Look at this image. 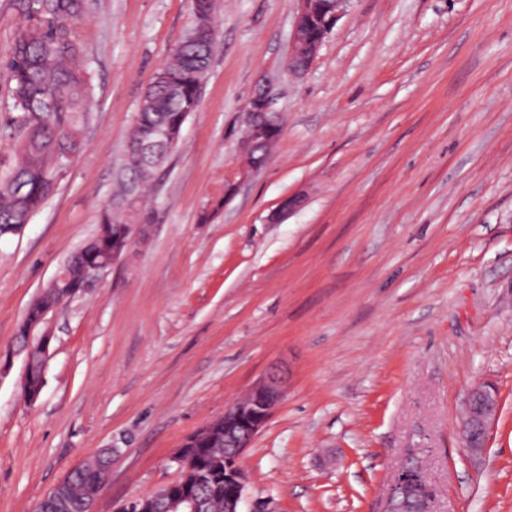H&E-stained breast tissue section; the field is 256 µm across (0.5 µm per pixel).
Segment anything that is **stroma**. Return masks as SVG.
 Instances as JSON below:
<instances>
[{
	"label": "stroma",
	"instance_id": "obj_1",
	"mask_svg": "<svg viewBox=\"0 0 512 512\" xmlns=\"http://www.w3.org/2000/svg\"><path fill=\"white\" fill-rule=\"evenodd\" d=\"M218 38L127 259L51 319L39 399L15 337L96 230L140 99L192 0H87L85 147L0 236V512L89 456L96 512L176 482L185 438L269 376L284 397L242 455L274 512H382L418 465L434 512H512V0H351L308 72L285 75L297 0H215ZM267 78L282 131L245 175L244 112ZM304 199L280 223L268 217ZM500 409L483 454L471 388Z\"/></svg>",
	"mask_w": 512,
	"mask_h": 512
}]
</instances>
